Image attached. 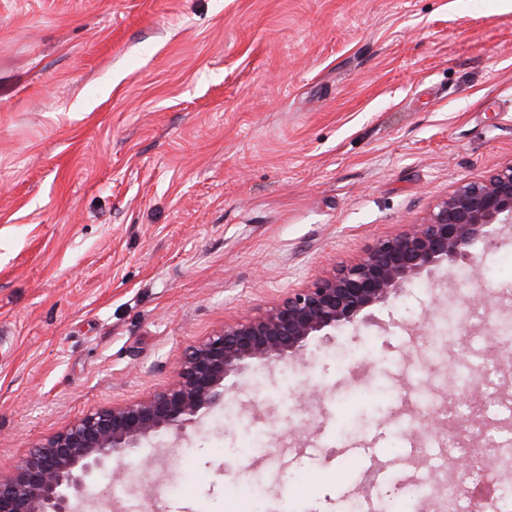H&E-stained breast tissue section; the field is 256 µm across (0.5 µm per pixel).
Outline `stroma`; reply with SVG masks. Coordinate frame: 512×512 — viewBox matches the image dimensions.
I'll use <instances>...</instances> for the list:
<instances>
[{
	"instance_id": "1",
	"label": "stroma",
	"mask_w": 512,
	"mask_h": 512,
	"mask_svg": "<svg viewBox=\"0 0 512 512\" xmlns=\"http://www.w3.org/2000/svg\"><path fill=\"white\" fill-rule=\"evenodd\" d=\"M512 161V0H0V473L86 412L168 387L198 340L422 221ZM478 267L416 279L304 355L224 381V405L111 460L121 512H347L416 482L424 405L512 440V224ZM476 324L434 349L436 320Z\"/></svg>"
}]
</instances>
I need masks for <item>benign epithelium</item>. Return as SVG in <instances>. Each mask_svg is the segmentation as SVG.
I'll return each instance as SVG.
<instances>
[{
    "label": "benign epithelium",
    "instance_id": "1",
    "mask_svg": "<svg viewBox=\"0 0 512 512\" xmlns=\"http://www.w3.org/2000/svg\"><path fill=\"white\" fill-rule=\"evenodd\" d=\"M512 223V161L487 177L452 186L421 222L377 239L365 255L294 289L252 317L226 324L192 346L175 381L145 399L98 409L48 437L23 464L0 474V512H80L94 503L93 474L162 432L200 422L224 399V379L245 366L302 354L327 329L358 325L424 273L477 267L471 247L491 243L495 225ZM469 512H487L489 493L460 482Z\"/></svg>",
    "mask_w": 512,
    "mask_h": 512
}]
</instances>
